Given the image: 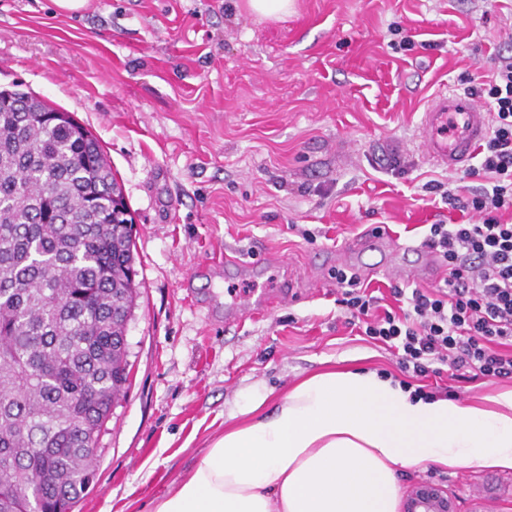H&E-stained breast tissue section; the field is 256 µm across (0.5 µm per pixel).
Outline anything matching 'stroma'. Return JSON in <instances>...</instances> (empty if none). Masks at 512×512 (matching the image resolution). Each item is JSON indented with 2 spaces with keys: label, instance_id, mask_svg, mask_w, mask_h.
I'll list each match as a JSON object with an SVG mask.
<instances>
[{
  "label": "stroma",
  "instance_id": "35a3bbf8",
  "mask_svg": "<svg viewBox=\"0 0 512 512\" xmlns=\"http://www.w3.org/2000/svg\"><path fill=\"white\" fill-rule=\"evenodd\" d=\"M512 0H0V88L72 113L110 158L133 217L129 384L100 433L96 479L73 512H152L223 435L250 392L274 406L327 368L397 376L339 309L337 249L382 225L419 241L470 222L427 182L428 99L512 54ZM418 45L406 48L404 36ZM261 274L225 280V254ZM289 298L268 317L241 302ZM400 497L448 491L455 512H512V471L406 467ZM291 3V0H248L252 12L274 18L287 15Z\"/></svg>",
  "mask_w": 512,
  "mask_h": 512
}]
</instances>
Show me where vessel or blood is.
I'll return each mask as SVG.
<instances>
[{
	"label": "vessel or blood",
	"instance_id": "obj_1",
	"mask_svg": "<svg viewBox=\"0 0 512 512\" xmlns=\"http://www.w3.org/2000/svg\"><path fill=\"white\" fill-rule=\"evenodd\" d=\"M420 128V144L426 159L439 167L456 169L472 157L476 146L485 138L488 114L471 97L445 90L433 95L428 101ZM379 246L421 256V266L396 268L395 273L400 279L411 280L426 272L438 275L443 271L434 252L419 244L392 240L381 229L370 236L348 242L343 251L347 254L362 253Z\"/></svg>",
	"mask_w": 512,
	"mask_h": 512
}]
</instances>
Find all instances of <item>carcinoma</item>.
Instances as JSON below:
<instances>
[{
    "mask_svg": "<svg viewBox=\"0 0 512 512\" xmlns=\"http://www.w3.org/2000/svg\"><path fill=\"white\" fill-rule=\"evenodd\" d=\"M0 90V512H71L129 369L132 217L74 118Z\"/></svg>",
    "mask_w": 512,
    "mask_h": 512,
    "instance_id": "1",
    "label": "carcinoma"
}]
</instances>
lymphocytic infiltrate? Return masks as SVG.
<instances>
[{
	"mask_svg": "<svg viewBox=\"0 0 512 512\" xmlns=\"http://www.w3.org/2000/svg\"><path fill=\"white\" fill-rule=\"evenodd\" d=\"M463 92L490 106V131L478 164L464 174L475 186L449 189L451 209L478 215L475 224H433L423 239L446 268L431 289L393 287L398 310L336 271L338 303L362 335L394 354L405 388L425 395L422 378L450 371L455 379L512 378V55L466 78Z\"/></svg>",
	"mask_w": 512,
	"mask_h": 512,
	"instance_id": "obj_1",
	"label": "lymphocytic infiltrate"
}]
</instances>
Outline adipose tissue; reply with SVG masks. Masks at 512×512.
I'll use <instances>...</instances> for the list:
<instances>
[{"instance_id": "obj_1", "label": "adipose tissue", "mask_w": 512, "mask_h": 512, "mask_svg": "<svg viewBox=\"0 0 512 512\" xmlns=\"http://www.w3.org/2000/svg\"><path fill=\"white\" fill-rule=\"evenodd\" d=\"M236 409L208 453L153 512H396L397 472L512 469V389L423 398L366 369H329Z\"/></svg>"}]
</instances>
